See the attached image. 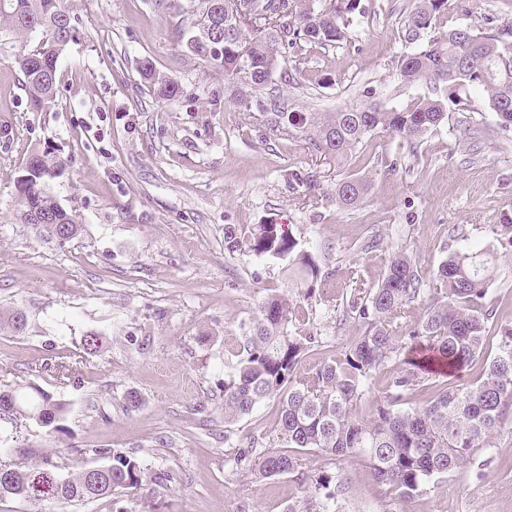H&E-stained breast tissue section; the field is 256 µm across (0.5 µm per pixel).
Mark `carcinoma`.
Instances as JSON below:
<instances>
[{"mask_svg":"<svg viewBox=\"0 0 512 512\" xmlns=\"http://www.w3.org/2000/svg\"><path fill=\"white\" fill-rule=\"evenodd\" d=\"M198 0L188 26L178 30L177 41L188 54L224 71L232 80L251 79L256 88L266 86L272 61L283 59L281 49L306 43L332 46L346 36L356 10V0H283L293 15L286 36L274 34L276 15L263 20L268 30L246 27L243 32H222L216 45L209 39L214 4ZM451 0H414L404 39L417 50L398 63L404 84L432 83V93L413 100L403 109L368 105L336 112H275L267 118L275 130L305 134L312 149L328 164L342 167L352 153L367 147L369 139L390 134L417 144L431 129L448 119L449 105L461 102L468 87L482 90L498 127L512 131V30L498 35L480 33L457 25L437 30L429 38L435 17L448 10ZM0 21L15 35L38 40L24 45L11 61L22 75L28 108L43 112L58 91L60 58L75 38L76 17L62 0H0ZM139 74L153 94L174 97L180 87L159 72L148 58ZM64 169L49 152L31 153L15 179L16 220L33 224L44 219L50 228L75 225V215L59 202L52 184ZM310 198L327 197L340 209L353 210L366 199L370 183L348 175L323 189L312 171L292 174ZM247 249L259 257L288 262V288L268 293L254 317L249 336L232 373L224 378V423L249 414L263 401L280 403L278 449H257L258 441L237 451L236 466L264 481L296 471V453L317 450L344 458L363 457L376 480L401 499H410L432 481L470 463L480 448L495 447L506 410L512 408V326L499 330L492 357L484 361L481 376L472 383L443 385L426 404L402 408L404 397L430 384L433 375L470 365L486 344V325L494 306L489 288L493 267L479 250L455 249L424 282L411 256L392 254L382 279L360 288L347 302L345 312L365 320L358 339L314 368H298L311 348L312 336L304 333L306 314L290 292L305 298L319 275L314 256L280 224L224 227V250ZM430 295L423 314L408 332L409 353L403 367L389 377L384 400L368 419L355 407L377 375L397 357L396 332L401 320L411 317L412 305ZM10 407L7 416L35 420L45 425L64 420L66 405L34 386L32 393L3 391ZM45 469L32 475L13 469L12 497L37 500L49 496L60 503L109 497L117 489H137L144 480L138 463L116 455L105 465L101 486L83 469L65 479L53 475L56 465L44 460ZM321 477L300 512H340V490Z\"/></svg>","mask_w":512,"mask_h":512,"instance_id":"1","label":"carcinoma"}]
</instances>
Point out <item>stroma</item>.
<instances>
[{
  "instance_id": "35a3bbf8",
  "label": "stroma",
  "mask_w": 512,
  "mask_h": 512,
  "mask_svg": "<svg viewBox=\"0 0 512 512\" xmlns=\"http://www.w3.org/2000/svg\"><path fill=\"white\" fill-rule=\"evenodd\" d=\"M179 2L171 10L164 0H66L77 33L44 112L29 111L11 65L22 44L0 27V312L27 318L19 332L0 326V389L36 384L70 405L58 430L0 418V467L29 470L48 457L62 479L121 454L147 475L140 488L74 506L2 497L0 512H296L323 474L341 483L344 512H512V418L496 447L405 501L361 458L313 451L297 473L262 482L232 468L236 447L278 445L277 400L225 425L224 378L286 272L277 259L227 253L225 225H282L316 257L320 275L305 306L319 344L303 367L361 335L364 323L344 316L346 303L377 284L400 249L425 280L449 250L493 251V323L507 324L512 248L495 230L512 213V133L473 91L417 151L377 135L353 154L348 173L371 183L360 207L308 200L293 172L316 169L327 187L340 174L303 135L273 131L265 114L402 108L426 95L428 85L398 78L399 60L415 50L402 37L413 0H360L343 41L298 44L244 105L240 82L177 45L198 6ZM437 24L512 28V0H461ZM145 57L180 94L149 91L138 73ZM47 146L65 167L55 192L79 223L63 244L13 216L19 168ZM373 235L377 245L366 247ZM89 333L103 347L85 359ZM64 355L78 366L62 384L54 365Z\"/></svg>"
}]
</instances>
